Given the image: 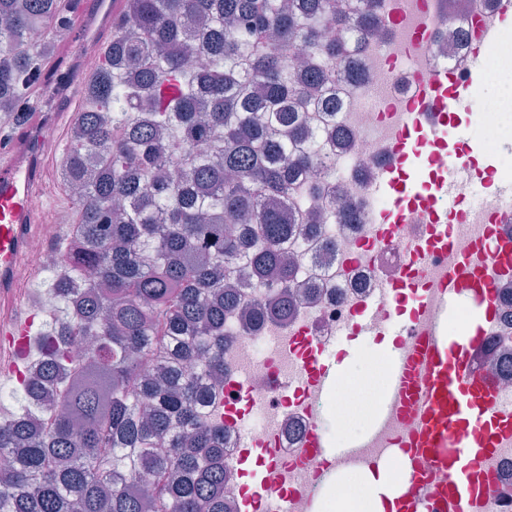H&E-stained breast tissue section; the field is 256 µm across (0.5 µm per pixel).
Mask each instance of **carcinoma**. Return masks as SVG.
Segmentation results:
<instances>
[{"instance_id":"cac0c4a2","label":"carcinoma","mask_w":512,"mask_h":512,"mask_svg":"<svg viewBox=\"0 0 512 512\" xmlns=\"http://www.w3.org/2000/svg\"><path fill=\"white\" fill-rule=\"evenodd\" d=\"M378 0H121L68 133L71 232L52 245L15 410L0 420V512H224V313L285 317L300 291L287 218L300 175H331L306 113L326 112ZM64 0H0V131L41 79ZM88 344L87 361L72 348ZM153 365V371L145 364Z\"/></svg>"}]
</instances>
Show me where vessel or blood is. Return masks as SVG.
I'll return each instance as SVG.
<instances>
[{
	"instance_id": "1",
	"label": "vessel or blood",
	"mask_w": 512,
	"mask_h": 512,
	"mask_svg": "<svg viewBox=\"0 0 512 512\" xmlns=\"http://www.w3.org/2000/svg\"><path fill=\"white\" fill-rule=\"evenodd\" d=\"M117 0H84L81 13L104 29L117 13ZM421 111L412 113L395 147L396 163L383 167L370 187L371 196L387 198L393 219L412 205L423 204L435 219L429 238L408 246L416 261L432 248L450 250L458 227L461 200L456 185L471 182V164L465 153L451 147L448 135L458 125L459 108H472L474 94L465 80L445 73L433 74L417 90ZM44 117L35 113L20 126L0 133V380L13 381L25 354L21 339L31 328L34 312L26 300L38 274L22 269L30 237L40 229V205L49 197L53 161L62 143L54 138L31 157L21 156L17 144L25 141ZM448 154L449 176L437 175L416 192L403 167L408 160L431 163L439 151ZM477 249L483 265L459 256L441 272L435 291L420 289L416 277L384 285L376 300L362 302L352 327L338 337L394 336L410 341V349L396 350L390 373L391 386L405 399L400 416L410 434L404 452L423 455L428 471L415 475L396 500V512H478L486 492L484 460L502 441L512 438V404L501 401L487 375L474 371L472 354L492 327L496 297L492 281L512 276V237L487 227ZM467 297L484 317L459 336L444 332L448 308ZM408 322H400L401 312ZM424 325L421 335L410 336L411 322ZM339 359L335 343L313 350L301 370L281 387L287 392L327 391L336 376ZM244 512H288V498L280 490L257 481L243 500Z\"/></svg>"
}]
</instances>
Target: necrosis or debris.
I'll return each instance as SVG.
<instances>
[{
	"mask_svg": "<svg viewBox=\"0 0 512 512\" xmlns=\"http://www.w3.org/2000/svg\"><path fill=\"white\" fill-rule=\"evenodd\" d=\"M398 13L381 9L379 33L356 42L353 35L335 32L344 40L346 55L364 74L360 89L348 93L347 84L336 80L334 122L348 133V141L336 142L330 160L334 169L327 194L313 199L309 186L297 197L301 206L318 205L330 210L333 196L347 206L345 217L331 219L322 230L321 243L295 250V264L303 280L314 281L317 296H301L287 319H268L244 328L238 315L226 318L224 328V386L206 404L204 418L224 426V512H241L246 486L239 468L244 448L272 452L275 462L263 473L273 486L288 490V512H322L325 497H340L345 489L329 461L307 453L305 446L314 424L331 416L337 433H344L355 416L371 412L381 433L369 447L356 449L345 465L358 471L385 464L394 480L404 475L402 442L408 431L399 415L403 403L396 393L386 397L364 394L347 385H332L329 393L307 391L285 398L277 379L300 367L307 349L297 346V336L320 344L335 337L341 326L354 321V306L374 299L385 282L414 270L429 288L448 256L430 253L419 267H412L408 240L428 230L422 206H414L397 224L388 241L377 240L372 226L377 201L369 188L380 169L395 161L394 132L416 111V89L433 73L461 72L476 46L480 24L496 21L500 0H397ZM473 120L484 130L483 150L497 157L503 129H512V98L490 106L477 100ZM492 199L469 207L461 219L464 227L454 240V252L476 256V240L491 222ZM498 314L487 342L475 350L476 372L488 375L503 400L512 401V278L492 283ZM246 375V392L237 379ZM483 468L491 484L479 512H512V440L503 442Z\"/></svg>",
	"mask_w": 512,
	"mask_h": 512,
	"instance_id": "1",
	"label": "necrosis or debris"
}]
</instances>
